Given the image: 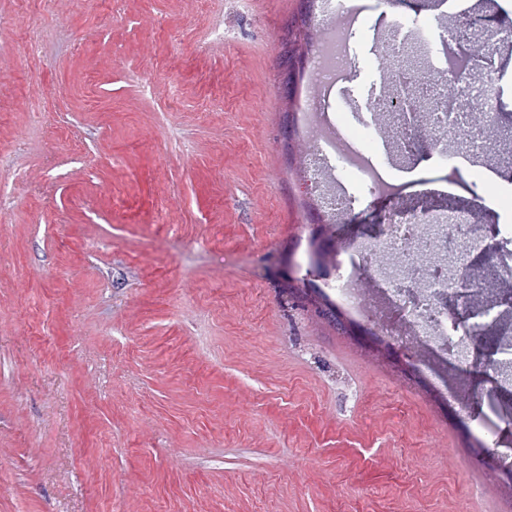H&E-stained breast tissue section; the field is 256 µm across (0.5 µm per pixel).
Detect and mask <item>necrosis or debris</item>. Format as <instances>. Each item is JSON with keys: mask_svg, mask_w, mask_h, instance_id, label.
Wrapping results in <instances>:
<instances>
[{"mask_svg": "<svg viewBox=\"0 0 512 512\" xmlns=\"http://www.w3.org/2000/svg\"><path fill=\"white\" fill-rule=\"evenodd\" d=\"M353 34V28L348 27L338 31L334 40L319 37L311 45L313 77L324 93L306 99L302 132L304 142H320L323 151L304 155V182L330 224L348 208L346 180H354L372 193L397 189L394 176L370 160L381 137L379 129L367 123L354 129L342 128L332 112L329 93L346 83L351 72ZM417 44L421 52L444 58L448 66L462 72V79L452 86L437 82L411 85L406 69L395 61L401 45L392 40L385 42L377 62L387 67L400 94L384 100L382 110L396 113L411 108L417 123L426 125L435 136L455 133L467 143L470 153H482L484 138L471 126L469 114L476 102L498 99L497 85L467 79L471 64L451 44L435 45L422 37ZM446 223V218L422 210L392 216L373 240L347 244L346 262L336 265L327 278L329 295L341 309L385 329L421 360L433 351L458 358L472 343L469 334L449 331L448 311L438 301L441 285L448 282L447 266L421 267L422 258L447 253ZM371 280L386 284L394 294L396 316H389L379 306L376 295L367 287Z\"/></svg>", "mask_w": 512, "mask_h": 512, "instance_id": "obj_1", "label": "necrosis or debris"}]
</instances>
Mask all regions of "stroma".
<instances>
[{
	"label": "stroma",
	"mask_w": 512,
	"mask_h": 512,
	"mask_svg": "<svg viewBox=\"0 0 512 512\" xmlns=\"http://www.w3.org/2000/svg\"><path fill=\"white\" fill-rule=\"evenodd\" d=\"M346 125L371 119L386 30L433 40L512 0L440 14L360 0ZM313 0H0V512H512V386L478 343L446 372L319 313L324 248L434 204L512 263V182L484 159L446 192L439 147L380 143L400 196L347 189L328 228L297 174L285 37ZM37 33L38 57L26 43ZM487 135L512 142V45Z\"/></svg>",
	"instance_id": "1"
}]
</instances>
